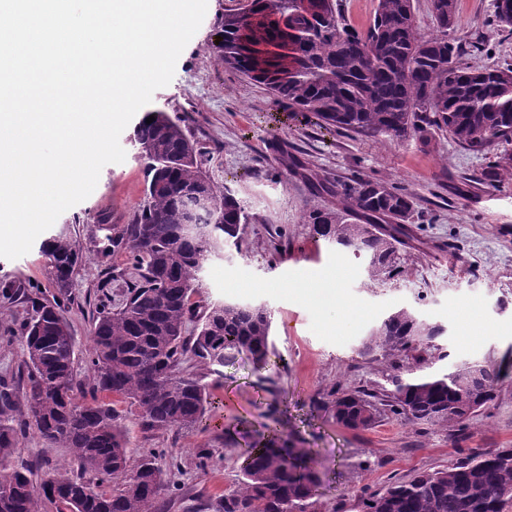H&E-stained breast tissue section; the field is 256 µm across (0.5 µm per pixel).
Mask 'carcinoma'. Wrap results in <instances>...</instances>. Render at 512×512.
<instances>
[{
	"label": "carcinoma",
	"instance_id": "1",
	"mask_svg": "<svg viewBox=\"0 0 512 512\" xmlns=\"http://www.w3.org/2000/svg\"><path fill=\"white\" fill-rule=\"evenodd\" d=\"M413 0H378L368 27L347 23L336 0H251L248 11L224 14V65L264 85L293 112L311 114L329 128L404 141L437 127L474 153L512 142V66L462 67L448 40L457 0H432L440 34L423 37ZM155 117L148 124L146 119ZM133 139L146 160L145 198L132 223L112 228L99 252L123 253L140 280L121 306L96 317L85 360L89 379L75 368V343L61 298L71 288L80 249L55 235L42 252L58 296L29 299L33 315L20 326L28 392L15 400L14 381L0 378V512H159L168 492L153 456L128 465V442L105 394L137 405L147 427L194 431L206 418V385L181 371L196 357L208 372L238 357L257 370L270 353L271 314L262 305L212 306L196 333L184 336L194 315L192 295L209 257L246 234L248 215L229 191H218L200 170L193 144L179 124L159 110L147 112ZM512 180V153L496 157L481 182ZM336 197L334 210L305 215L313 235L365 258V273L379 284L401 273L398 245L413 210L412 197L385 181L356 179L333 186L311 182ZM444 328L408 308L388 314L370 330L361 354L389 359L393 389L378 396L363 389H331L319 401L336 423L352 430L372 425L376 400L412 423L446 424L459 437L466 420L496 398L512 364L491 359L431 369L448 354L435 341ZM86 389L90 398L75 391ZM54 447L69 449L78 464L45 467L39 485L33 470L12 465L14 450L30 430ZM307 451L270 446L248 456L233 492L214 500L211 512H317L316 469ZM113 483L112 494L97 491ZM362 512H505L512 503V448H470L433 471L360 495Z\"/></svg>",
	"mask_w": 512,
	"mask_h": 512
}]
</instances>
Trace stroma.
<instances>
[{
  "mask_svg": "<svg viewBox=\"0 0 512 512\" xmlns=\"http://www.w3.org/2000/svg\"><path fill=\"white\" fill-rule=\"evenodd\" d=\"M249 2L208 0L172 81L154 93L148 108L182 127L207 178L229 188L249 216L240 245L226 246L205 264L192 300L203 310L227 299L265 306L272 319L268 364L258 371L240 359L217 377L186 358L182 368L206 385L213 414L189 434L148 429L138 406L120 402L116 409L131 462L143 451L157 453L170 487L166 512H196L207 499L229 493L242 475L245 449L285 439L313 460L321 512H361V489L445 467L462 448H512V378L488 408L467 420L458 442L447 427L406 422L383 405L370 427L351 430L313 404L339 384H384L392 372L388 360L361 355L360 348L369 331L400 307L444 327L437 345L448 357L440 368L512 357V180L480 183L495 153H472L441 129L384 142L331 131L312 115L289 112L263 85L224 65V16ZM492 14V0H458L448 38L461 49L459 64L512 65V34L496 27ZM132 135L128 127L120 136L125 161L106 165L92 194L50 229L76 241L82 252L65 311L81 372L100 307H118L138 278L125 256L97 250L102 225L131 223L145 197V162ZM292 157L299 162L294 170ZM312 177L333 183L381 179L412 194L413 215L399 247L403 274L369 284L362 259L312 235L304 213L336 205L335 197L311 190ZM116 270L121 278H113ZM12 281L25 284L30 296L0 297V329L30 316V298L56 293L36 245L17 259L0 257V283ZM329 284L337 301L315 297L316 288ZM201 448L212 451L203 469L196 458Z\"/></svg>",
  "mask_w": 512,
  "mask_h": 512,
  "instance_id": "obj_1",
  "label": "stroma"
}]
</instances>
